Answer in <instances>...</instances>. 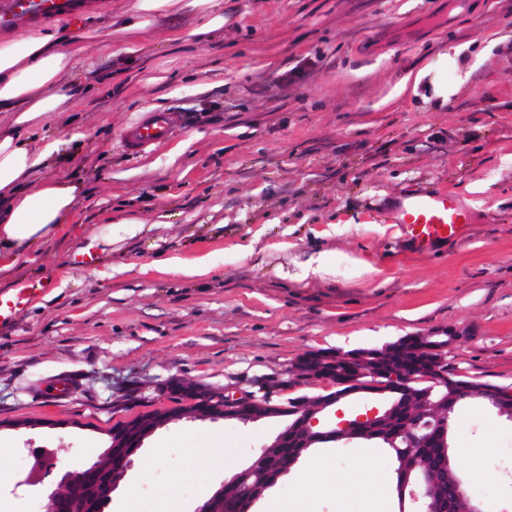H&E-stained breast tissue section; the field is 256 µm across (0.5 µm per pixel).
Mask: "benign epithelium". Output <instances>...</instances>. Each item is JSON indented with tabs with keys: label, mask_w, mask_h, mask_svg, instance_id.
Listing matches in <instances>:
<instances>
[{
	"label": "benign epithelium",
	"mask_w": 512,
	"mask_h": 512,
	"mask_svg": "<svg viewBox=\"0 0 512 512\" xmlns=\"http://www.w3.org/2000/svg\"><path fill=\"white\" fill-rule=\"evenodd\" d=\"M465 337L463 331H442L436 336L422 337L427 345L420 346L412 344L411 337L402 336L380 348L346 354L343 359L349 366L343 372L336 370V355L322 349L309 350L295 360L291 378L275 382L261 397L172 378L161 388L167 404L112 423V469L125 472L130 457L145 439L184 417L242 424L285 418L286 425L270 444L272 448H311L339 431L350 436L373 432L392 445L400 441L408 448L431 449L423 457L410 455L403 461L398 470L399 497L401 502H409L413 512H456L458 501L467 494V486L448 466V401L462 406L480 390L500 415L512 420V387L472 376L448 385V373L462 376L448 361V349ZM316 383L324 388V394L318 397L296 394L283 402L273 399L275 392ZM367 392L384 395L387 401L352 419L344 418L337 410V422L329 426L322 423L321 415L327 409L349 396ZM100 469L98 464L81 467L83 478L94 477L82 485L76 481V471L66 472L62 477L66 491L104 507L121 479H100L96 477ZM289 470L288 466L272 467L262 451L197 512H213L218 498L224 499V512H250Z\"/></svg>",
	"instance_id": "obj_1"
}]
</instances>
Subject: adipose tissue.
Masks as SVG:
<instances>
[{"label":"adipose tissue","mask_w":512,"mask_h":512,"mask_svg":"<svg viewBox=\"0 0 512 512\" xmlns=\"http://www.w3.org/2000/svg\"><path fill=\"white\" fill-rule=\"evenodd\" d=\"M60 33L56 25L34 27L22 38L0 44V112L8 115L7 124L0 126V272L13 269L56 235L80 192L71 181L41 177L57 146L30 135L51 114L74 105L58 87L84 57L89 38H69L62 48ZM472 68L463 47L450 46L406 81L414 97L436 110L466 86ZM332 470V459L313 460L298 478L301 502L335 493Z\"/></svg>","instance_id":"1"}]
</instances>
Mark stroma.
Masks as SVG:
<instances>
[{
  "mask_svg": "<svg viewBox=\"0 0 512 512\" xmlns=\"http://www.w3.org/2000/svg\"><path fill=\"white\" fill-rule=\"evenodd\" d=\"M135 3L100 0L84 15V29L141 28L91 44L67 80L77 108L37 130L61 144L43 176L82 192L58 234L0 274V294L39 287L0 322V471L26 477L0 485V512H23L24 498L43 512L62 473L104 460L115 393L134 391L146 411L173 377L252 391L312 349L448 329L467 334L449 354L461 373L512 385V0ZM448 45L477 65L432 111L401 81ZM162 110L184 112L185 126L147 153L119 148L134 119ZM423 185L468 217L426 254L390 221ZM123 219L141 231L95 244ZM86 251L94 263L77 265ZM201 256L202 276L161 268ZM59 377L73 384L63 401L44 393ZM284 425L173 422L145 440L104 512H196ZM451 440L486 451L480 477L455 461L485 512H512V421L473 400ZM308 454L335 460L340 493L367 460L398 512L383 445Z\"/></svg>",
  "mask_w": 512,
  "mask_h": 512,
  "instance_id": "stroma-1",
  "label": "stroma"
}]
</instances>
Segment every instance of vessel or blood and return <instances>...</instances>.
Listing matches in <instances>:
<instances>
[{
	"mask_svg": "<svg viewBox=\"0 0 512 512\" xmlns=\"http://www.w3.org/2000/svg\"><path fill=\"white\" fill-rule=\"evenodd\" d=\"M91 0H0V32H14L33 24L90 9ZM183 123L177 111H153L135 120L121 136L129 153H144L168 139ZM393 223L421 252L457 236L466 221L455 199L447 193L416 188L404 194L391 213Z\"/></svg>",
	"mask_w": 512,
	"mask_h": 512,
	"instance_id": "1",
	"label": "vessel or blood"
}]
</instances>
